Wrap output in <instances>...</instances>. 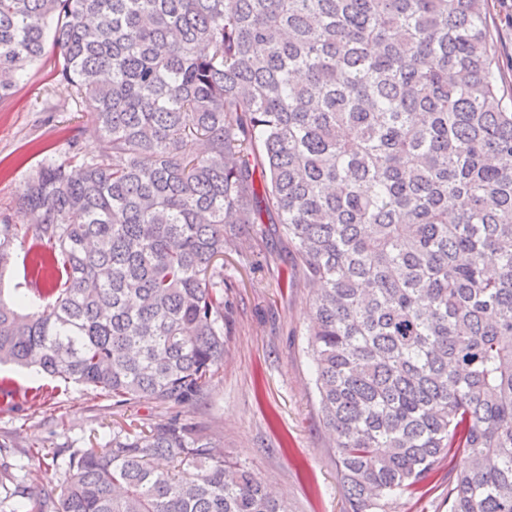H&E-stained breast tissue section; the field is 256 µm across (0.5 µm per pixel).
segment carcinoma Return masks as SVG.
<instances>
[{
    "label": "carcinoma",
    "mask_w": 512,
    "mask_h": 512,
    "mask_svg": "<svg viewBox=\"0 0 512 512\" xmlns=\"http://www.w3.org/2000/svg\"><path fill=\"white\" fill-rule=\"evenodd\" d=\"M488 0H0V100L56 50L103 138L46 155L0 365L113 406L188 405L224 367V253L276 224L347 512H512V108ZM17 225L0 218V278ZM0 441V486L27 494ZM29 512H289L172 417L78 448ZM432 488L421 500L401 497L393 505V512H448V464L433 477Z\"/></svg>",
    "instance_id": "carcinoma-1"
}]
</instances>
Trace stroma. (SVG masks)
<instances>
[{
    "label": "stroma",
    "instance_id": "35a3bbf8",
    "mask_svg": "<svg viewBox=\"0 0 512 512\" xmlns=\"http://www.w3.org/2000/svg\"><path fill=\"white\" fill-rule=\"evenodd\" d=\"M500 88L512 106V13L488 0ZM54 51L0 101V214L29 225L18 197L42 149L66 158L70 144L93 157L96 126L67 100L53 75ZM224 370L207 395L179 407L182 419L219 436L230 458L284 500L289 512H345L335 441L322 421L308 353L310 292L287 240L273 225L247 229L225 257ZM0 440L11 441L34 493L54 489L70 449L102 447L129 422L168 421L172 412L146 402L112 406L100 391L54 384L12 366L0 367ZM393 512H448V471L440 469L420 500L401 497Z\"/></svg>",
    "mask_w": 512,
    "mask_h": 512
}]
</instances>
